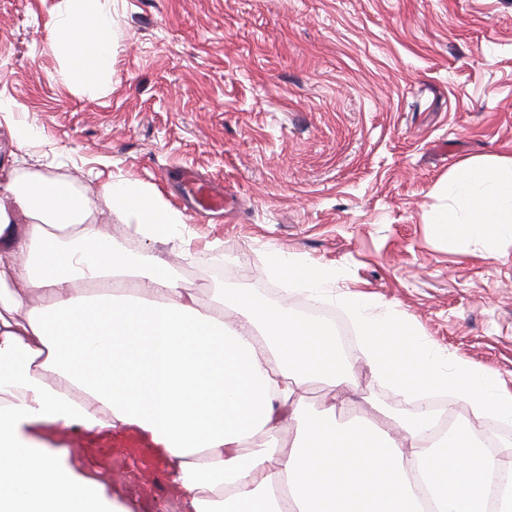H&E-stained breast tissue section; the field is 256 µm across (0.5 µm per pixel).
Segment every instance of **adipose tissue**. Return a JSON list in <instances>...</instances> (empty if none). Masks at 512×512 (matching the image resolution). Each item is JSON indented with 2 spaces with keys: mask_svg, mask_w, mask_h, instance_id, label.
Segmentation results:
<instances>
[{
  "mask_svg": "<svg viewBox=\"0 0 512 512\" xmlns=\"http://www.w3.org/2000/svg\"><path fill=\"white\" fill-rule=\"evenodd\" d=\"M47 39L76 73H111L108 13L89 25L67 8ZM448 194L457 214L436 217L441 234L494 258L512 234V159L458 167ZM103 196L144 240L191 256L180 210L128 181ZM269 262L317 297L339 276L276 250ZM336 302L375 379L406 396L448 387L512 423V393L491 371L434 350L374 296ZM352 383L330 326L237 288L200 307L170 263L114 247L89 196L50 176L0 178V512H126L96 476L21 446V427L50 425L136 429L169 460L188 512H512V445L488 448L471 423L437 434L423 412L386 431L341 419L332 401L303 409L312 386Z\"/></svg>",
  "mask_w": 512,
  "mask_h": 512,
  "instance_id": "obj_1",
  "label": "adipose tissue"
}]
</instances>
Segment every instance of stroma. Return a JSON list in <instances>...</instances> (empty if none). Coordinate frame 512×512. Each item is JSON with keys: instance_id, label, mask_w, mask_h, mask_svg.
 Segmentation results:
<instances>
[{"instance_id": "stroma-1", "label": "stroma", "mask_w": 512, "mask_h": 512, "mask_svg": "<svg viewBox=\"0 0 512 512\" xmlns=\"http://www.w3.org/2000/svg\"><path fill=\"white\" fill-rule=\"evenodd\" d=\"M61 0H0V101L38 132L0 161L19 175L142 184L180 207L172 172L221 183L223 214L188 213L179 276L200 305L217 285L310 304L266 254L336 268L323 309L348 336L355 396L389 415L410 401L374 380L332 297L376 296L433 348L512 390V237L485 260L433 223L450 173L512 157V0H97L112 15V73L91 92L47 28ZM30 446L99 478L128 512H186L168 459L135 431L48 427Z\"/></svg>"}]
</instances>
